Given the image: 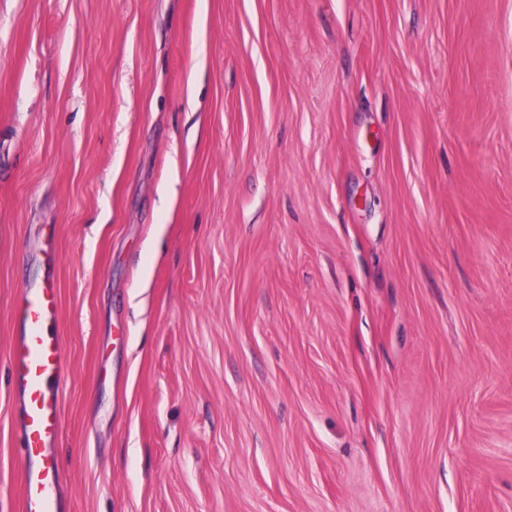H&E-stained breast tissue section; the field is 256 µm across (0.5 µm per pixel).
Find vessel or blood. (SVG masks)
Wrapping results in <instances>:
<instances>
[{"instance_id": "vessel-or-blood-1", "label": "vessel or blood", "mask_w": 512, "mask_h": 512, "mask_svg": "<svg viewBox=\"0 0 512 512\" xmlns=\"http://www.w3.org/2000/svg\"><path fill=\"white\" fill-rule=\"evenodd\" d=\"M57 259L47 253L39 280L24 281L15 307L10 360L18 393L23 480L20 512H59L64 475L45 456L62 430L59 396L65 378L57 340Z\"/></svg>"}]
</instances>
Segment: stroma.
<instances>
[{"label": "stroma", "mask_w": 512, "mask_h": 512, "mask_svg": "<svg viewBox=\"0 0 512 512\" xmlns=\"http://www.w3.org/2000/svg\"><path fill=\"white\" fill-rule=\"evenodd\" d=\"M49 248L65 512H512V0H0V512Z\"/></svg>", "instance_id": "1"}]
</instances>
